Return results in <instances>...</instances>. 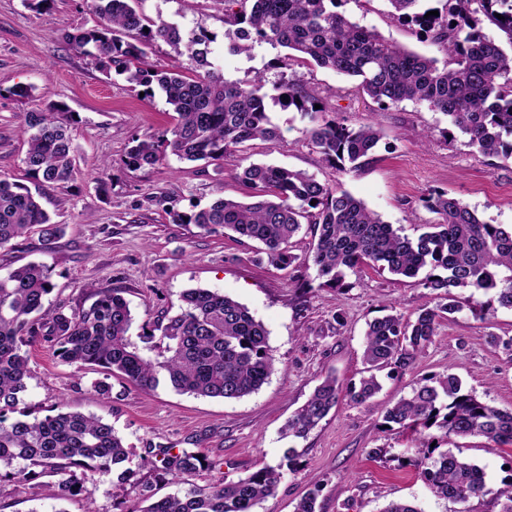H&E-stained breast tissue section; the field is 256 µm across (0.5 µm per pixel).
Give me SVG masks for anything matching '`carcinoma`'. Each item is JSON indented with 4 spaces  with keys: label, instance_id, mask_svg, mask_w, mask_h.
Returning a JSON list of instances; mask_svg holds the SVG:
<instances>
[{
    "label": "carcinoma",
    "instance_id": "carcinoma-1",
    "mask_svg": "<svg viewBox=\"0 0 512 512\" xmlns=\"http://www.w3.org/2000/svg\"><path fill=\"white\" fill-rule=\"evenodd\" d=\"M135 0H90L98 27L62 34V39L90 57L103 74L124 75L161 93L177 114L162 138L137 140L123 163L134 169L159 163L166 153L189 162H224L247 145L279 137L267 112L261 77L228 80L208 59L213 38L202 30L184 31L174 23L153 21ZM345 0H224V46L231 54H251L268 44L290 50L281 60L313 62L355 77L374 102L426 104L448 117L467 143L486 157L512 159V52L484 33L496 26L512 46V0H436L439 15H427L424 0H387L390 15L418 27L447 56L439 63L409 51L337 10ZM502 18H497V15ZM161 40L186 54L200 73L190 78L155 68L148 50ZM274 99L294 107L308 120L302 134L336 170L355 171L369 164L382 129L375 124L350 128L322 118L320 98L293 81L275 85ZM63 110L27 112L23 133L28 172L44 183H66L74 170L70 121ZM246 200L219 198L173 221L205 232L217 228L262 245L257 261L286 269L298 264L315 270L319 286L351 288L347 272L368 267L378 273L415 278L441 302L424 304L413 314H385L368 323L363 363L366 376L348 394L367 403L381 388L377 373L410 368L437 336L441 321L463 309L454 290L482 292L480 304L512 310V227L488 224L461 199L434 192L426 208L437 215L415 238L383 220L351 193L320 182L301 170L251 163L235 173ZM307 220L316 229L310 258L298 261L292 240ZM39 228L43 249L50 251L62 232L28 188L0 178V250ZM50 267L28 262L0 273V480L33 481L43 474L61 476L51 496L75 497L98 475L133 472L124 467L129 452L122 437L94 415L62 404L18 410L30 378L25 347L41 343L64 363L90 367L153 390L164 381L178 393L238 400L258 391L275 370L276 359L264 325L237 300L204 288L180 295L181 312L166 321L146 323L130 334L133 317L120 288H93L87 307L65 302L45 306L53 292ZM336 376L328 374L285 427V435L305 438L339 400ZM19 413L11 418L9 414ZM383 424L410 435L415 462L434 495L465 504L489 493L485 470L447 449L441 441L482 437L512 445V412L501 410L462 388L454 374L425 378L408 396L383 412ZM142 465L155 482L188 483L204 465L194 448L144 449ZM282 472L263 467L236 481L192 488L184 496L153 499V484H143L142 501L127 512H257L275 494Z\"/></svg>",
    "mask_w": 512,
    "mask_h": 512
}]
</instances>
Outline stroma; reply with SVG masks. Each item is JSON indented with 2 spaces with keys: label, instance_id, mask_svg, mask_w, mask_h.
<instances>
[{
  "label": "stroma",
  "instance_id": "stroma-1",
  "mask_svg": "<svg viewBox=\"0 0 512 512\" xmlns=\"http://www.w3.org/2000/svg\"><path fill=\"white\" fill-rule=\"evenodd\" d=\"M136 7L151 19L213 34L212 56L226 78L249 80L262 70L271 83L296 80L316 90L327 118L352 128L374 123L383 131L372 162L342 173L304 139L300 113L271 101L267 110L279 139L254 142L245 154L249 161L302 170L341 187L412 237L435 220L424 203L434 189L461 198L487 223L512 226V159L483 156L466 137L447 136L448 119L441 113L412 101L380 109L356 94L345 75L312 63L273 67L278 51L267 45L249 56L225 53L222 0H137ZM343 10L410 51L442 56L415 26L390 16L387 0H345ZM97 22L87 0H49L39 10L27 0H0V177L27 187L53 222L65 227L49 253L38 233L19 239L13 250L0 252V271L44 262L52 270L53 299L74 306L90 305V287L123 289L135 335L146 322L175 315L185 289L223 292L268 330L276 368L257 392L233 401L182 395L166 385L144 390L114 377L104 396L94 386L99 373L65 364L43 346L30 347L26 405L62 403L101 417L130 448L127 466L135 474L123 483L112 475L86 482L82 494L68 499L49 498L50 476L27 484L2 480L0 512H124L139 502L143 483L151 479L138 462L154 445L199 450L205 466L194 480L198 486L267 465L280 468L282 481L259 512H294L311 492L320 512H380L399 499L420 512H458V504L435 497L419 470L406 465L411 443L386 430L382 414L416 382L448 373L480 399L512 410V354L488 342L492 332L512 336V311L483 316L466 309L442 321L412 368L380 374L381 388L369 403L355 404L344 393L307 438L283 437L284 425L320 378L335 375L344 390L359 381L368 322L387 313L410 315L437 298L416 280L369 268L350 289H303L292 270L254 262L257 242L173 223V213L240 196L235 172L241 157H226L217 166L169 154L152 167H125L134 140L161 135L172 109L162 96H141L122 76L105 77L61 38ZM18 85L29 87V97L13 96ZM53 105L70 116L75 148L73 176L59 186L35 179L23 162V113ZM426 129L431 135L425 139ZM458 446L461 456L484 468L492 492L512 480V445L470 438Z\"/></svg>",
  "mask_w": 512,
  "mask_h": 512
}]
</instances>
